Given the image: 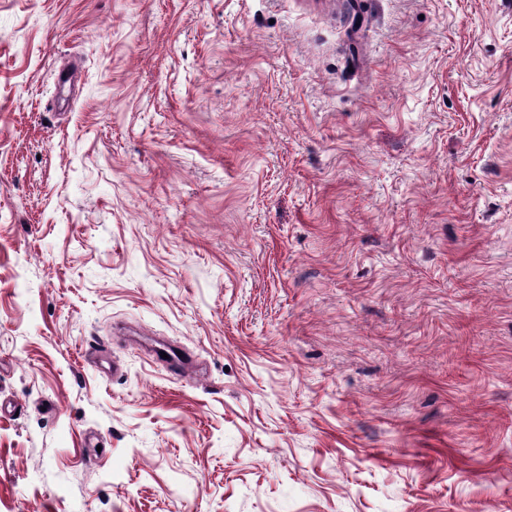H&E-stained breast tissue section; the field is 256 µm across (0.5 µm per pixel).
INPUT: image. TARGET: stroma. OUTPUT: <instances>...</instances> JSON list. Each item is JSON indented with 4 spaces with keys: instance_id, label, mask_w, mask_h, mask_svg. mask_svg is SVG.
<instances>
[{
    "instance_id": "1",
    "label": "stroma",
    "mask_w": 512,
    "mask_h": 512,
    "mask_svg": "<svg viewBox=\"0 0 512 512\" xmlns=\"http://www.w3.org/2000/svg\"><path fill=\"white\" fill-rule=\"evenodd\" d=\"M0 404V512H512V0H0Z\"/></svg>"
}]
</instances>
